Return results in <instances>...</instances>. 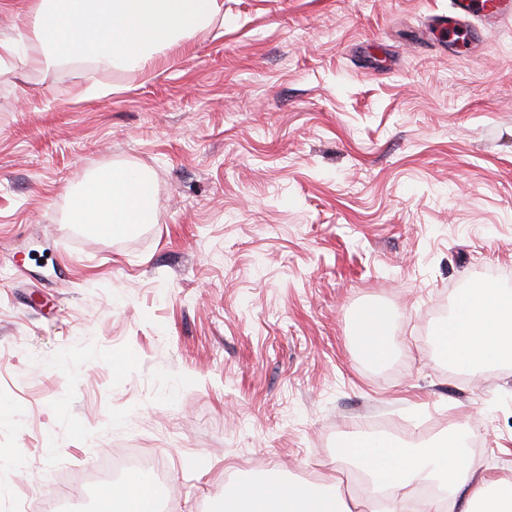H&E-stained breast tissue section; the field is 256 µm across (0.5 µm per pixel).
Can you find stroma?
Here are the masks:
<instances>
[{
	"mask_svg": "<svg viewBox=\"0 0 512 512\" xmlns=\"http://www.w3.org/2000/svg\"><path fill=\"white\" fill-rule=\"evenodd\" d=\"M221 3L137 68L31 40L0 75V512H97L83 476L131 452L160 512L269 472L349 497L339 449L373 420L406 446L463 428L512 477V365L434 345L464 289L512 283V23L460 45L428 24L449 0ZM106 165L150 174L156 223L69 224ZM367 316L361 323L359 346L374 363L384 362L390 355L391 345L387 336L385 318L382 312Z\"/></svg>",
	"mask_w": 512,
	"mask_h": 512,
	"instance_id": "obj_1",
	"label": "stroma"
}]
</instances>
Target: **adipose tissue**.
<instances>
[{
	"label": "adipose tissue",
	"mask_w": 512,
	"mask_h": 512,
	"mask_svg": "<svg viewBox=\"0 0 512 512\" xmlns=\"http://www.w3.org/2000/svg\"><path fill=\"white\" fill-rule=\"evenodd\" d=\"M221 10L219 0H35L36 38L58 60L102 67L136 66L161 48L187 40ZM158 217L153 184L142 171L103 167L71 196L70 223L101 236L123 237ZM440 339L448 362L479 371L512 362V292L477 283ZM359 346L375 363L391 351L383 314L361 323ZM340 454L367 476L374 493L430 482L441 497L431 512H512V479L477 476L471 458L449 432L428 447H401L379 437L343 446ZM148 474L103 487L99 512H158ZM225 512H352L339 488L322 491L270 475L224 489Z\"/></svg>",
	"instance_id": "ef3b65f1"
}]
</instances>
